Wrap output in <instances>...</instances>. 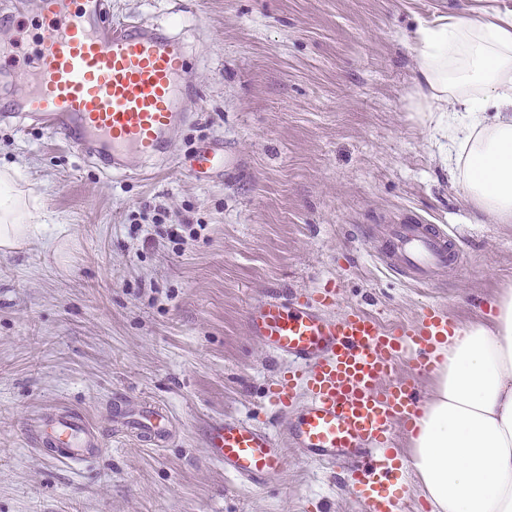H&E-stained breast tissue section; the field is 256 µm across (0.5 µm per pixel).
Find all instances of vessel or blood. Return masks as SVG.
Returning a JSON list of instances; mask_svg holds the SVG:
<instances>
[{
	"mask_svg": "<svg viewBox=\"0 0 512 512\" xmlns=\"http://www.w3.org/2000/svg\"><path fill=\"white\" fill-rule=\"evenodd\" d=\"M39 39L15 57L0 45V74L18 73L21 91L0 102V121L25 117L63 136L92 158L104 176H138L172 159L174 133L190 118L183 74L190 62L180 33L159 25L113 21L107 0H41ZM196 173L224 166V141L211 139L187 160ZM407 281L435 284L455 273L464 256L431 224H392L377 255ZM336 286L306 294L270 295L246 312L250 336L284 364L267 389L285 415V443L311 460L346 471L364 512H406L387 494L403 476L392 446L396 428L412 429L425 405L415 385L439 363L438 346L457 327L440 304L420 309L412 323L384 322L351 309L336 313ZM409 365L413 378L397 372ZM140 442L168 445L171 431L161 404L113 408ZM54 461L79 466L104 449L88 418L54 414L35 427ZM210 459L247 485H264L287 462L272 431L249 419L209 423Z\"/></svg>",
	"mask_w": 512,
	"mask_h": 512,
	"instance_id": "obj_1",
	"label": "vessel or blood"
}]
</instances>
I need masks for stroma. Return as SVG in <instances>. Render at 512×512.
<instances>
[{"label": "stroma", "instance_id": "1", "mask_svg": "<svg viewBox=\"0 0 512 512\" xmlns=\"http://www.w3.org/2000/svg\"><path fill=\"white\" fill-rule=\"evenodd\" d=\"M112 17L178 20L198 59L190 153L216 136L238 160L204 184L175 165L103 180L36 128L0 125V167L33 190L45 226L0 253V512H361L342 473L289 449L252 488L210 459L209 422L251 418L282 433L265 393L281 363L247 333V308L279 290L336 282V308L411 322L440 303L487 321L512 289V224H481L446 160L447 142L408 109L411 32L441 14L512 16V0H111ZM199 231L181 246L143 208ZM416 217L451 234L466 264L431 287L380 266L384 224ZM166 404L163 448L112 420L114 390ZM61 406L89 418L104 454L72 467L28 440ZM153 212V215L150 216L148 210L145 209L139 213V217L141 220L146 221L147 224H152L156 235L178 241L181 245L188 244V240L182 235V228L189 225L185 217L181 218L178 213L170 214L169 211L162 207L158 209L154 207Z\"/></svg>", "mask_w": 512, "mask_h": 512}]
</instances>
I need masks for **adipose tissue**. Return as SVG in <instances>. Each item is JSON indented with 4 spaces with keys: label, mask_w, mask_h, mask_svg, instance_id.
I'll use <instances>...</instances> for the list:
<instances>
[{
    "label": "adipose tissue",
    "mask_w": 512,
    "mask_h": 512,
    "mask_svg": "<svg viewBox=\"0 0 512 512\" xmlns=\"http://www.w3.org/2000/svg\"><path fill=\"white\" fill-rule=\"evenodd\" d=\"M411 109L448 137L452 172L474 211L512 223V20L441 15L413 33ZM464 112L453 123L449 106ZM38 207L0 170V253L31 243ZM489 324L459 326L440 347L430 399L411 438V471L430 512H512V290Z\"/></svg>",
    "instance_id": "adipose-tissue-1"
}]
</instances>
